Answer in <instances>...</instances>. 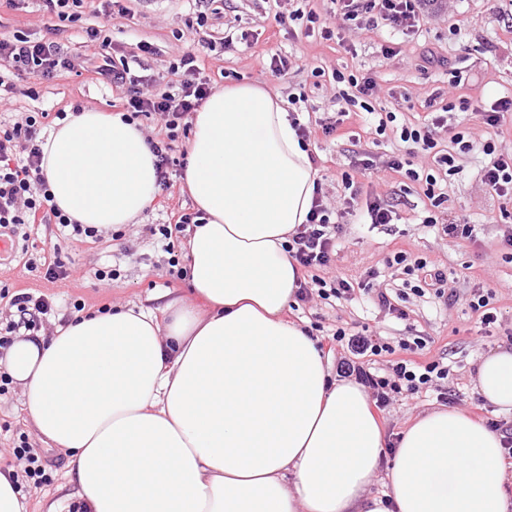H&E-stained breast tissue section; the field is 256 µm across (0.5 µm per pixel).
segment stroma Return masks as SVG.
I'll return each instance as SVG.
<instances>
[{
  "label": "stroma",
  "instance_id": "35a3bbf8",
  "mask_svg": "<svg viewBox=\"0 0 512 512\" xmlns=\"http://www.w3.org/2000/svg\"><path fill=\"white\" fill-rule=\"evenodd\" d=\"M126 15L104 16L85 11L81 20L62 35L73 54L86 52V29L97 28L111 36L120 53L140 56L147 74L159 86L170 84L169 71L176 56L197 47L192 27L196 19L194 0H127ZM512 0H456L455 7L444 17H429L421 35L408 46L406 53L386 57L379 46L391 38L389 28L362 32L353 50H345L334 41L305 37L304 20L293 21V34H285L280 17L301 9L309 10L308 0H209L205 11L213 26L214 38L226 30L248 35V42H235L202 52L200 67L215 88L235 83H253L268 87L291 101L292 113L300 120L324 119L335 113L334 87L318 83L312 71L321 67L347 74L374 77L378 91L372 99L376 111H392L396 122L384 134L353 128V140L336 141L317 137L309 148L316 156L319 179L328 199L342 191L341 178L350 175L362 191L383 199L400 198V219L394 224H357L345 217L346 233L337 250L334 265L342 275L357 277L366 268L385 267L392 250L400 248L412 255L438 264L448 276V286L457 293L451 306L432 303L430 299L407 294V320L386 315L367 297L341 301L336 306L313 303L299 304L286 310L288 320L308 327H334L336 322L367 327L370 333L399 339L407 336H431L435 343L430 358L447 357L451 367L447 387L453 395L454 407L474 411L476 418H495L492 405L473 410L480 396L471 382L477 361L501 345L512 343V263L502 260L500 242L507 223L500 220L501 202L481 184L477 172L484 156L471 153L463 162L462 173L449 179L447 208L438 215V226L424 227L428 214L417 184L404 173H374L355 164L356 151L375 155L392 154L400 145L402 125L423 121L427 109L424 100L436 89L448 87V72L453 68L466 71L464 86L450 89L452 98L464 97L473 105L490 108L500 97L512 95V22L503 15ZM52 17L43 10L40 0H25L22 9L0 7V33L23 31L33 38L44 36L52 25ZM152 44L154 51L141 54V43ZM290 57L292 67L282 77H271L268 70L272 55ZM34 87L36 98L24 96ZM20 91L8 105L0 107V120L14 121L26 113L46 110H71L73 106L108 111L109 103L121 97L122 89L88 79L87 76L63 74L45 81L37 78L20 82ZM409 94L410 102H402L401 94ZM192 212L193 203L182 183L171 192H158L142 223L128 224L123 237L100 241L73 240L56 225L43 224L28 229L25 247L14 248L11 255L0 258V282L11 291L46 296L52 310L42 318L41 331L51 335L55 326L69 317L68 304L83 300L87 310L102 305H125L145 301L154 292L167 289L183 291L186 281L171 279L167 254L145 227L165 222L171 209ZM464 220L475 226V240L451 239L441 226L450 220ZM59 254L70 266L69 278L49 281L43 262ZM119 265L121 277L104 283L92 278L99 266ZM485 281L498 288L497 306L502 318L498 325L484 327L470 311L467 297L474 283ZM436 392L419 398H402L382 412L386 446L378 463L379 472L391 466L399 437L416 416L441 407ZM25 433L30 443L40 449L47 461L49 480L41 489L26 493L27 512H46L47 505L59 495V488L69 481L68 458L35 434L23 408L18 388L0 396V469L14 464L12 441L16 433Z\"/></svg>",
  "mask_w": 512,
  "mask_h": 512
}]
</instances>
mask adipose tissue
Segmentation results:
<instances>
[{
    "instance_id": "adipose-tissue-1",
    "label": "adipose tissue",
    "mask_w": 512,
    "mask_h": 512,
    "mask_svg": "<svg viewBox=\"0 0 512 512\" xmlns=\"http://www.w3.org/2000/svg\"><path fill=\"white\" fill-rule=\"evenodd\" d=\"M139 123L69 115L44 146L56 206L107 232L158 192ZM182 182L202 224L184 243L187 293L20 336L6 367L32 427L69 457L82 512H507L502 434L461 409L403 431L384 497H368L384 429L361 385L285 319L317 171L284 99L251 83L195 112ZM475 389L512 413V348Z\"/></svg>"
}]
</instances>
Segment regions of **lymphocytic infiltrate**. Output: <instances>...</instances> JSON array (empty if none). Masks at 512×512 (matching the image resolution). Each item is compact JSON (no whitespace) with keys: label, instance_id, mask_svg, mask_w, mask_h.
Listing matches in <instances>:
<instances>
[{"label":"lymphocytic infiltrate","instance_id":"1","mask_svg":"<svg viewBox=\"0 0 512 512\" xmlns=\"http://www.w3.org/2000/svg\"><path fill=\"white\" fill-rule=\"evenodd\" d=\"M85 0H43L47 12L56 18L48 37L32 40L22 33L0 36V61L10 63L17 73L39 74L51 80L61 72L77 69L94 72L106 83L124 88L121 103L123 118L131 122L139 117L160 116L164 122V136L150 140L155 156V167L160 188L170 186V176L180 160L175 156V142L179 131L188 129V120L212 93L209 79L202 77L195 52L179 55L170 65L176 76L174 90H151V78L132 73L125 56L119 55L110 37L100 30L86 31L92 53L86 57L71 55L61 42L60 36L70 24L80 20ZM337 19L347 30L359 32L385 22L403 37L416 35L427 15V0H330ZM314 77L331 76L335 83L344 87L337 95L339 108L333 118L321 121L324 136L342 137L343 127L355 110H368V100L376 89L373 77L347 75L335 70L325 73L315 68ZM471 104L462 99L448 102L438 112L432 113L425 126H403L399 138L403 144L386 160L379 161L372 155H364L360 164L363 169L387 168L405 171L413 181H424V195L432 208H440L447 202L448 194L443 183L449 176L461 172L459 160L473 148H480L486 157L478 172L479 179L489 194L506 201L501 209L502 218L512 217V148L499 146L494 139H486L482 146H475L467 132L448 128V112L468 111ZM48 112H32L13 122H0V240L12 242L19 229L33 224H54L74 236L97 237L94 227L77 223L64 214L53 202L49 185L43 173V130ZM422 153L431 157L428 169L410 168L412 156ZM342 211L327 205L323 190H316L306 222L300 225L288 241L289 256L304 271L310 272V280L301 282L295 293L300 302L313 298L327 300H352L356 291L371 294L372 301L383 312L399 320L407 319V311L396 301L392 289L373 288L372 282L378 271L369 270L364 280L353 282L333 273L336 242L343 233L340 214L363 212L373 224H390L397 220L393 204L378 197L359 199L351 177H343ZM388 267L402 269L415 277L413 291L417 296L433 295L435 299L450 302L446 291L447 276L422 257H412L405 251H396L387 260ZM9 299L19 318L0 326V396L7 394L10 378L3 360L13 343L12 336L20 331L37 332L41 315L51 309L50 302L41 296L28 293H11L9 287L0 284V299ZM333 342L343 350L336 365V373L342 378H352L362 385L378 410H387L401 395H419L438 390L440 399H447L448 390L443 382L450 369L443 360L423 361L422 355L435 342L431 336L403 338L392 343L382 337L337 326ZM385 358L384 370H377V358Z\"/></svg>","mask_w":512,"mask_h":512}]
</instances>
